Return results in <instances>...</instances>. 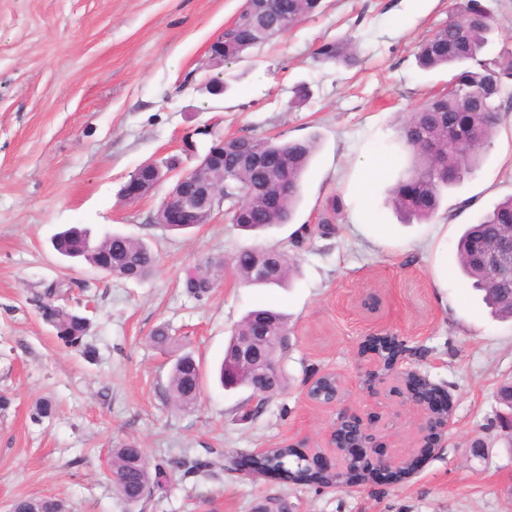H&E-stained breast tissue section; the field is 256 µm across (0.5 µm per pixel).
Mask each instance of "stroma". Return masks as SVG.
<instances>
[{"instance_id": "obj_1", "label": "stroma", "mask_w": 512, "mask_h": 512, "mask_svg": "<svg viewBox=\"0 0 512 512\" xmlns=\"http://www.w3.org/2000/svg\"><path fill=\"white\" fill-rule=\"evenodd\" d=\"M466 0H322L319 13L224 66L229 87L186 82L208 44L244 0H0V512L20 498L55 497L68 512H512V439L497 393L512 381V322L493 318L463 277L456 244L465 225L512 195V110L502 112L479 166L445 191L436 216L403 223L388 200L399 169V121L443 92L451 71H424L418 43ZM355 40L356 64L320 61L326 42ZM311 96L298 101L296 90ZM227 137L316 138L292 223L254 234L225 223L182 233L152 224L168 187L135 202L119 192L151 160L196 163L197 127ZM373 178L370 210L359 191ZM341 213L325 236L297 240L329 199ZM78 225L121 232L156 255L141 281L107 277L61 258L52 236ZM294 257L284 288L248 287L230 264L246 246ZM225 260L217 288L197 299L189 267ZM90 320L83 349L64 346L37 300L53 282ZM288 317L283 384L251 414L250 392L205 379L195 410L168 406V357L148 338L157 327L185 337L204 370L250 309ZM394 336L399 367L447 391L454 418L437 448L417 452L416 408L389 386L367 388L368 338ZM324 372L347 384L344 406L370 422L386 457L415 460L412 474L326 489L275 475L248 479L232 458L260 448L325 445L335 410L309 402L305 384ZM51 413L32 415L40 401ZM143 448L168 478L136 506L112 484L111 450ZM210 460L183 477V457Z\"/></svg>"}]
</instances>
